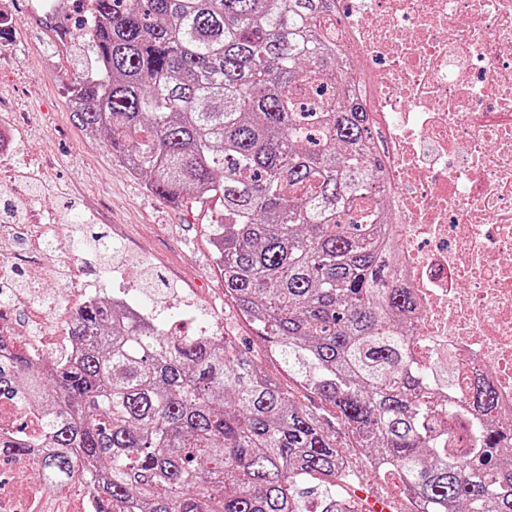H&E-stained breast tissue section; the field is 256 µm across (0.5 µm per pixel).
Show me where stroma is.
Listing matches in <instances>:
<instances>
[{
  "label": "stroma",
  "mask_w": 512,
  "mask_h": 512,
  "mask_svg": "<svg viewBox=\"0 0 512 512\" xmlns=\"http://www.w3.org/2000/svg\"><path fill=\"white\" fill-rule=\"evenodd\" d=\"M0 10L12 14L18 24L16 42L0 44V126L15 134L13 158L0 163V189L11 190L14 199L23 201L27 243L52 236L68 245L80 240L81 254L88 260L78 272L53 261L47 269L33 270L40 301L58 304V316L48 327L36 309L15 308L16 334L23 339L63 335L85 299L73 288V280L97 287L106 297L113 283L122 281L134 305L154 310L160 331L177 322L192 326L198 316L221 317L225 335L246 345L262 370L276 377L297 404L316 405V398L267 354L256 330L225 298L206 208L194 202L177 207L151 194L104 142L87 140L73 121L68 86L93 62L88 43H62L19 0H0ZM94 233L111 243V259L102 258L89 244ZM336 441L344 446L355 488L392 498L395 512H408L397 480L375 474L363 450L345 447L344 436Z\"/></svg>",
  "instance_id": "35a3bbf8"
}]
</instances>
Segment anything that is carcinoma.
Masks as SVG:
<instances>
[{
    "label": "carcinoma",
    "mask_w": 512,
    "mask_h": 512,
    "mask_svg": "<svg viewBox=\"0 0 512 512\" xmlns=\"http://www.w3.org/2000/svg\"><path fill=\"white\" fill-rule=\"evenodd\" d=\"M93 2L98 23L74 27L94 56L69 86L74 121L160 199L218 206L224 296L411 512H512L495 391L460 406L448 361L409 352L366 104L321 25L336 0ZM66 332L77 351L49 368L0 355V400L36 423L0 427V454L31 460L39 512L76 480L91 512H358L324 414L250 352L99 297Z\"/></svg>",
    "instance_id": "obj_1"
}]
</instances>
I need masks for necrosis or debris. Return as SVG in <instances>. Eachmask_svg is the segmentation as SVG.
<instances>
[{
    "label": "necrosis or debris",
    "mask_w": 512,
    "mask_h": 512,
    "mask_svg": "<svg viewBox=\"0 0 512 512\" xmlns=\"http://www.w3.org/2000/svg\"><path fill=\"white\" fill-rule=\"evenodd\" d=\"M363 81L393 190L397 278L416 302L410 340L427 367L453 358L512 427V0H336L325 23ZM12 459L0 512H36Z\"/></svg>",
    "instance_id": "4bbe7bcc"
}]
</instances>
